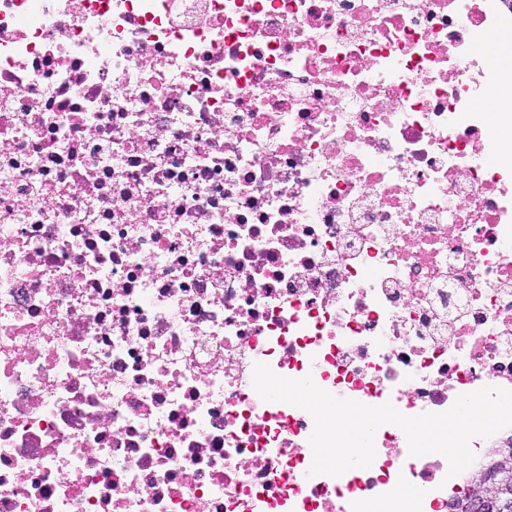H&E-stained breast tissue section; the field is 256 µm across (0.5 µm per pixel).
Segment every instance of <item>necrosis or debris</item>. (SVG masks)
<instances>
[{
  "label": "necrosis or debris",
  "mask_w": 512,
  "mask_h": 512,
  "mask_svg": "<svg viewBox=\"0 0 512 512\" xmlns=\"http://www.w3.org/2000/svg\"><path fill=\"white\" fill-rule=\"evenodd\" d=\"M491 33L512 0H0V512H448L393 424L310 475L253 369L512 390Z\"/></svg>",
  "instance_id": "1"
}]
</instances>
